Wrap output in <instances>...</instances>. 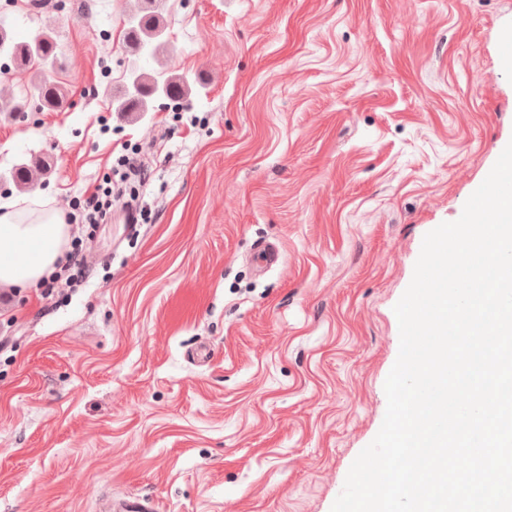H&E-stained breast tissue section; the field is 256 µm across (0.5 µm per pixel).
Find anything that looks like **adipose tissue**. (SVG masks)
Here are the masks:
<instances>
[{
  "label": "adipose tissue",
  "mask_w": 512,
  "mask_h": 512,
  "mask_svg": "<svg viewBox=\"0 0 512 512\" xmlns=\"http://www.w3.org/2000/svg\"><path fill=\"white\" fill-rule=\"evenodd\" d=\"M64 214L44 201L0 206V287L38 285L69 243Z\"/></svg>",
  "instance_id": "1"
}]
</instances>
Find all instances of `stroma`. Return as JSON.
I'll return each mask as SVG.
<instances>
[{
    "mask_svg": "<svg viewBox=\"0 0 512 512\" xmlns=\"http://www.w3.org/2000/svg\"><path fill=\"white\" fill-rule=\"evenodd\" d=\"M132 6L0 0L17 40L55 34L66 91L0 115V203L69 211L122 155L150 172L71 225L88 278L0 288V512H331L383 423L423 238L512 141V0H162L140 56ZM133 65L205 87L124 115ZM135 6L130 13L127 25V45L134 55L143 51H159L165 41L162 36L165 32L161 13L156 9V0H134Z\"/></svg>",
    "mask_w": 512,
    "mask_h": 512,
    "instance_id": "obj_1",
    "label": "stroma"
}]
</instances>
